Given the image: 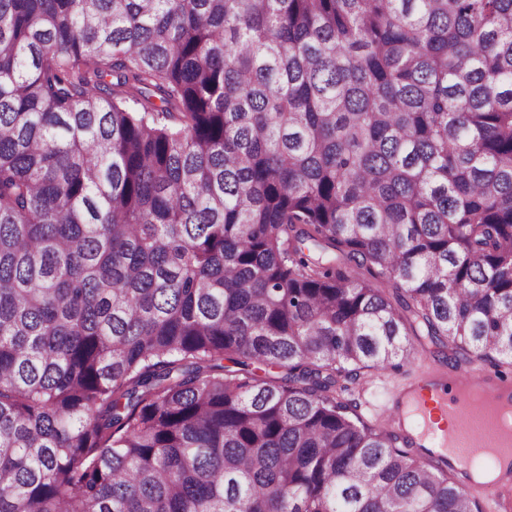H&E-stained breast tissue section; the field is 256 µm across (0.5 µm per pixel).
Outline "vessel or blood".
I'll return each mask as SVG.
<instances>
[{
    "mask_svg": "<svg viewBox=\"0 0 512 512\" xmlns=\"http://www.w3.org/2000/svg\"><path fill=\"white\" fill-rule=\"evenodd\" d=\"M512 403V377L477 364L421 369L388 396L384 430L404 438L423 462L439 461L463 469L480 461L497 470L491 488L499 500L512 501V433L492 427L493 404Z\"/></svg>",
    "mask_w": 512,
    "mask_h": 512,
    "instance_id": "1",
    "label": "vessel or blood"
}]
</instances>
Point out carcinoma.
<instances>
[{"label": "carcinoma", "instance_id": "cac0c4a2", "mask_svg": "<svg viewBox=\"0 0 512 512\" xmlns=\"http://www.w3.org/2000/svg\"><path fill=\"white\" fill-rule=\"evenodd\" d=\"M413 337L512 360V0H0V512H486ZM412 340L414 350L400 372L364 369L362 370L361 380L359 384L354 386L351 395L349 393L344 394L345 398L356 399L360 402V412L366 421L375 424V416L380 415L382 411L384 393L400 384L408 375L414 373L424 361H445L448 364L443 355L430 353L433 350L431 345L424 347L414 337ZM363 383L364 388L361 392Z\"/></svg>", "mask_w": 512, "mask_h": 512}]
</instances>
